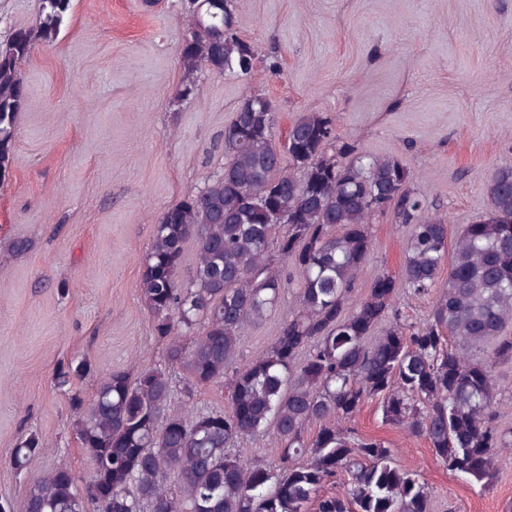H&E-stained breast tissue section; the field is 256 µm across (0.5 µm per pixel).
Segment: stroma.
<instances>
[{"label":"stroma","instance_id":"stroma-1","mask_svg":"<svg viewBox=\"0 0 512 512\" xmlns=\"http://www.w3.org/2000/svg\"><path fill=\"white\" fill-rule=\"evenodd\" d=\"M242 38L261 62L251 79L210 76L176 98L187 21L177 0H72L65 28L21 66L28 99L14 162L0 181V505L25 512L44 470L89 462L73 435L57 366L85 354L78 381L91 399L117 368L163 361L140 295L153 226L197 192L224 160V127L239 103L265 92L283 118L325 112L371 154L394 156L417 191L440 200L448 237L488 209L485 185L512 168V0H235ZM373 251L355 297L380 273L399 275L409 226L392 214L370 226ZM295 288L249 326L238 364L267 350ZM358 434L393 448L420 474L432 512H512V448L480 488L449 471L425 438L383 424L377 403L355 416ZM36 434L38 460L17 474L12 448Z\"/></svg>","mask_w":512,"mask_h":512}]
</instances>
